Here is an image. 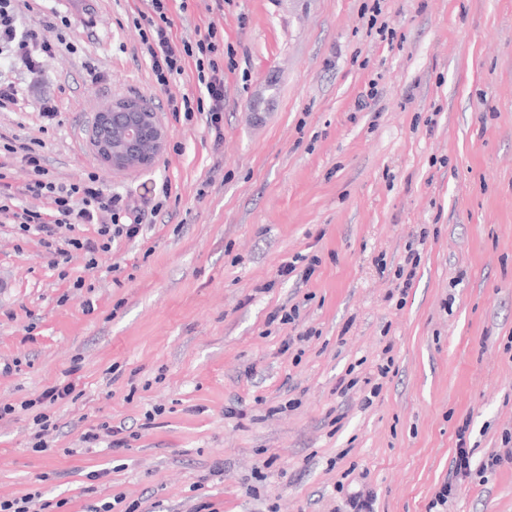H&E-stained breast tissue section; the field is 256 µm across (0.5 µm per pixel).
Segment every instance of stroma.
I'll use <instances>...</instances> for the list:
<instances>
[{
  "label": "stroma",
  "mask_w": 512,
  "mask_h": 512,
  "mask_svg": "<svg viewBox=\"0 0 512 512\" xmlns=\"http://www.w3.org/2000/svg\"><path fill=\"white\" fill-rule=\"evenodd\" d=\"M376 2L393 41L369 26ZM149 9L89 0L76 52L35 78L0 62L37 85L0 132L43 141L57 179L97 172L133 205L165 182L174 195L143 237L93 260L55 262L0 223V363L15 366L0 374V406L15 408L0 419V499L342 512L361 489L375 512H428L459 427L477 464L512 436V0H173L178 36H224L218 144L167 108L198 95L194 63L153 84L135 24ZM124 96L150 101L170 138L152 165L115 172L89 130ZM45 98L59 123L44 132ZM282 307L295 323L268 324ZM75 366L34 451L21 404ZM104 424L128 447L83 446ZM446 512H512V465L473 473Z\"/></svg>",
  "instance_id": "35a3bbf8"
}]
</instances>
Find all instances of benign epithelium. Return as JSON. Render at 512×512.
Wrapping results in <instances>:
<instances>
[{
	"instance_id": "obj_1",
	"label": "benign epithelium",
	"mask_w": 512,
	"mask_h": 512,
	"mask_svg": "<svg viewBox=\"0 0 512 512\" xmlns=\"http://www.w3.org/2000/svg\"><path fill=\"white\" fill-rule=\"evenodd\" d=\"M169 129L143 100L117 98L96 113L91 143L100 161L114 171L153 163L166 148Z\"/></svg>"
}]
</instances>
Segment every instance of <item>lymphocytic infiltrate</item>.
Instances as JSON below:
<instances>
[{"mask_svg": "<svg viewBox=\"0 0 512 512\" xmlns=\"http://www.w3.org/2000/svg\"><path fill=\"white\" fill-rule=\"evenodd\" d=\"M37 0H0V58L22 68L30 76H38L45 63L59 48L73 49L68 16L55 21L37 20L19 27L22 10H33ZM151 11L143 15L141 55L148 60L151 73L161 90H168L171 80L182 75L187 62H194L200 96H169L168 106L173 116L192 121L194 116L205 118V125L214 143L224 138V39L217 28L207 27L194 38L176 36L171 0H150ZM44 144L38 140L23 142L17 137L0 133V214L11 218L19 233L36 232L41 244L52 255L63 257L69 251L81 250L89 255L111 250L118 240H133L142 234L146 213L159 212L171 197L170 184H162L145 197L141 206H130L122 194L107 190L97 173L90 172L79 181H57L47 167ZM20 160L30 172L23 187L13 186L8 170L13 160ZM34 206H27V199ZM85 224L97 227L96 238L77 236L76 228ZM74 383L46 387L25 408L40 406L33 418V447L46 450L47 438L57 425L43 407L72 394ZM473 451L465 441H458L454 450L448 479L444 482L431 507L445 506L454 492L472 475Z\"/></svg>", "mask_w": 512, "mask_h": 512, "instance_id": "obj_1", "label": "lymphocytic infiltrate"}]
</instances>
